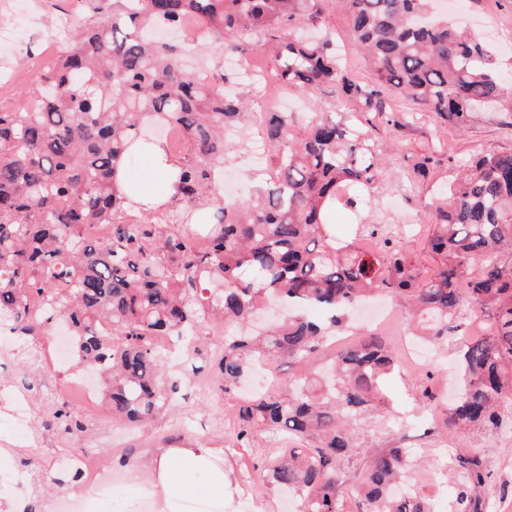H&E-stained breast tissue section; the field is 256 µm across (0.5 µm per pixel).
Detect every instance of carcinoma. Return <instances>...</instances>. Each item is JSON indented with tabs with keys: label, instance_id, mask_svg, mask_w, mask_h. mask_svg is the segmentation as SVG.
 Here are the masks:
<instances>
[{
	"label": "carcinoma",
	"instance_id": "obj_1",
	"mask_svg": "<svg viewBox=\"0 0 512 512\" xmlns=\"http://www.w3.org/2000/svg\"><path fill=\"white\" fill-rule=\"evenodd\" d=\"M85 18L68 46L32 84L29 104L0 111V326L46 333L74 328L79 359L98 373L112 418L132 426L153 420L179 394L190 372L175 370L154 342L173 336L195 357L206 329L224 332L216 380L226 393L253 369L309 360L288 383L265 388L238 409V440L266 429L285 447L254 465L264 484L288 490L298 512H345L356 493L365 512H432L414 492L398 495L415 466L403 441L380 447L361 427L385 404L382 380L395 350L358 329L327 363L319 352L354 329L352 312L384 294L412 337L448 340L471 317L490 332L460 345V393L446 424L461 431H512V151L463 165L433 209L427 273L404 245L370 224L379 251L331 235V212L369 204L389 160L383 144L351 124L353 100L385 112L392 90L462 129L470 113L507 90L481 38L431 15L430 0H340L376 82L345 72L336 45L311 38L323 26L317 0H83ZM261 37L271 77L300 93L331 83L336 97L312 113L301 133L278 112L265 113L264 141L275 178L243 197L221 200L216 186L233 146L224 128L244 129L254 115L224 95L231 77L191 74L183 57L206 44L241 56ZM183 130L177 195L155 223L127 224L130 206L114 187L126 154L149 128ZM197 226L207 247L193 250L178 232ZM84 224L112 225L106 244L86 240ZM29 290L45 309L26 311ZM42 426L83 429L59 399ZM459 512H482L491 481L476 455L456 457Z\"/></svg>",
	"mask_w": 512,
	"mask_h": 512
}]
</instances>
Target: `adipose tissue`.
Masks as SVG:
<instances>
[{"label": "adipose tissue", "instance_id": "1", "mask_svg": "<svg viewBox=\"0 0 512 512\" xmlns=\"http://www.w3.org/2000/svg\"><path fill=\"white\" fill-rule=\"evenodd\" d=\"M133 151L147 161V168L133 175L127 170H118L114 184L120 194H127L129 187H136V199L141 203L156 204L168 199L175 189L169 178L178 162L167 154L159 142L134 146ZM205 448H164L152 461L148 477L154 492L169 497L188 490L192 485V466L208 456Z\"/></svg>", "mask_w": 512, "mask_h": 512}]
</instances>
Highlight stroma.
<instances>
[{
  "label": "stroma",
  "mask_w": 512,
  "mask_h": 512,
  "mask_svg": "<svg viewBox=\"0 0 512 512\" xmlns=\"http://www.w3.org/2000/svg\"><path fill=\"white\" fill-rule=\"evenodd\" d=\"M71 6L70 0H10L0 4V28L15 30L18 44L0 50V71L14 67L24 68L32 63L41 38ZM326 29L335 39L350 74L355 80H371L372 71L354 39L350 19L336 0H319ZM448 9L458 22L482 33L487 50L498 69L512 73V0H450ZM274 99L283 101L294 129L304 127L308 114L318 104L331 100L334 91L323 86L309 94L273 86ZM374 135L391 146V161L383 168L373 191V204L362 218L370 224L411 223L405 236L408 251L427 269L435 262L427 252L425 242L429 233V212L435 190L451 182L461 163L482 153L512 151V96L507 95L489 111L473 113L467 127L457 130L440 118L427 112L416 119L401 121L398 125L376 123ZM426 155L434 156L426 177H415L410 163ZM30 337L15 340L11 350L0 351V390L10 382L23 379L25 373L42 372V365L29 352ZM458 340H450L430 363L419 371L407 374L396 372L384 383V392L391 413L386 418L368 417L365 425L371 429L377 444L405 439L408 447L418 451L425 468L412 474L416 489L426 496L433 512H453L457 473L453 457L459 447L479 454L492 480L482 496L488 504L487 512H512V445L491 432L461 434L445 430L431 432L433 421L442 419L448 408V397L455 379L458 359ZM197 378L200 387L191 402L174 401L151 424L128 430L103 418L88 423L83 431L69 438L51 436L41 451L29 449L33 434L51 395L36 394L31 422L28 427L15 426L11 409L0 402V463L22 469L27 474L54 476L52 466L56 454L66 450L81 454L92 450L112 460V486L115 497L99 494L85 497L78 487L48 485L38 507L28 512H58L61 503H80L83 512H159L158 502L148 492V477L144 466L159 448H207L211 454L206 465L221 464L229 484L240 491L234 503L235 510L223 507L219 495L209 491L211 474L195 479L187 500L213 504L216 512H252L254 499H261L264 512H281V494L272 488L257 489L242 478L243 460L270 455L269 435L259 431L246 444H238L234 429L225 424L224 414L240 403L243 394L211 392L213 382L209 370H202ZM429 390V400H421L422 390Z\"/></svg>",
  "instance_id": "stroma-1"
}]
</instances>
